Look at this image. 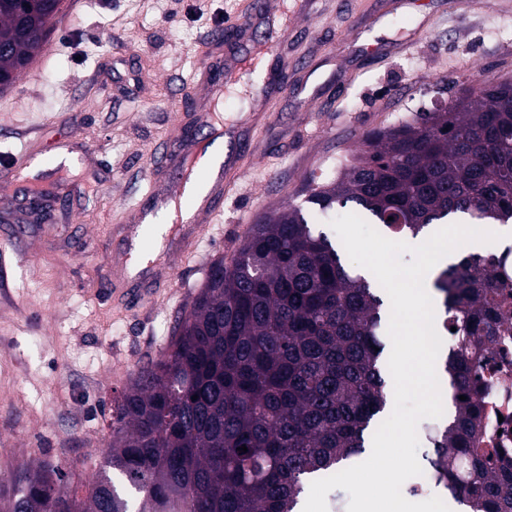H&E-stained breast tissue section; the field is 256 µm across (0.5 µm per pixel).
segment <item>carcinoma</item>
<instances>
[{
    "instance_id": "1",
    "label": "carcinoma",
    "mask_w": 512,
    "mask_h": 512,
    "mask_svg": "<svg viewBox=\"0 0 512 512\" xmlns=\"http://www.w3.org/2000/svg\"><path fill=\"white\" fill-rule=\"evenodd\" d=\"M57 2L0 0V91L45 43ZM307 202L351 203L413 237L456 215L511 222L512 83L367 134L351 166ZM492 271L469 253L433 282L457 350L443 365L455 413L430 438L432 468L470 512H512V463L472 447L481 408L470 351L504 316ZM386 316L380 289L301 208L266 217L232 266L211 264L167 351L114 400L112 443L86 495L42 462L0 485V512H299L306 482L361 453L386 408Z\"/></svg>"
}]
</instances>
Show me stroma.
Listing matches in <instances>:
<instances>
[{"label":"stroma","instance_id":"1","mask_svg":"<svg viewBox=\"0 0 512 512\" xmlns=\"http://www.w3.org/2000/svg\"><path fill=\"white\" fill-rule=\"evenodd\" d=\"M249 0H71L49 41L0 91V159L26 151L56 168L40 214L0 198V482L33 459L74 486L96 473L109 408L135 372L168 346L211 263L232 265L253 224L329 182L364 134L432 112L475 82L512 83V0H272L263 26L286 42L285 92L249 65L213 120L241 169L221 217L173 225L138 281L112 279L139 207L174 189L165 158L203 133L205 95L190 76L218 19ZM28 231L29 259L4 233ZM153 292L135 305L113 296Z\"/></svg>","mask_w":512,"mask_h":512}]
</instances>
